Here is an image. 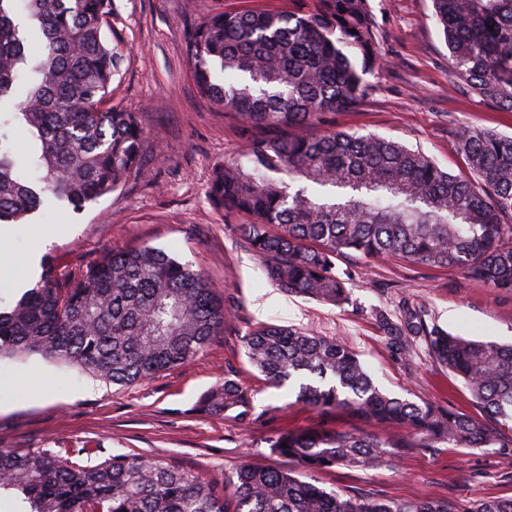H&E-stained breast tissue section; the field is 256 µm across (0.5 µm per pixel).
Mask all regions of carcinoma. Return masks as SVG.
<instances>
[{"label": "carcinoma", "mask_w": 512, "mask_h": 512, "mask_svg": "<svg viewBox=\"0 0 512 512\" xmlns=\"http://www.w3.org/2000/svg\"><path fill=\"white\" fill-rule=\"evenodd\" d=\"M291 3L286 11L210 12L186 34L201 95L244 127L269 131L215 172L209 192L226 213L250 217L238 231L267 260L268 280L342 305L349 291L338 258L393 255L512 291V136L462 130L456 147L466 171L453 175L383 137L288 133L363 102L379 65L370 0ZM432 4L455 78L512 112V0ZM111 15L112 0H0V224H23L46 202L78 211L143 174L135 114L103 107L126 61L106 41ZM11 130L30 139L27 159L14 151ZM230 319L204 274L157 248L68 269L44 262L35 285L0 306V359L38 354L125 386L203 355ZM407 330L463 383L488 423L384 391L340 338L266 325L247 333L245 349L270 385L382 431H283L271 454L311 476L392 465L408 447L385 435L392 427L457 448H488L512 433V345L420 320ZM198 407L242 419L250 402L226 376ZM4 497L20 512H455L449 500L343 495L289 469L252 465L238 467L220 492L165 459L114 454L91 464L53 448L0 449ZM468 512H512V498L478 499Z\"/></svg>", "instance_id": "1"}]
</instances>
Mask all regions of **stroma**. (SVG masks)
Masks as SVG:
<instances>
[{
    "instance_id": "stroma-1",
    "label": "stroma",
    "mask_w": 512,
    "mask_h": 512,
    "mask_svg": "<svg viewBox=\"0 0 512 512\" xmlns=\"http://www.w3.org/2000/svg\"><path fill=\"white\" fill-rule=\"evenodd\" d=\"M254 4L284 10L289 0H113L106 37L127 60L112 82L110 102L135 113L144 130L145 174L82 212L54 210L32 222L47 234L42 260L69 268L143 245L163 249L209 278L233 321L206 355L128 386L38 355L1 360L0 448L78 450L88 444L95 463L116 451L161 457L220 490L244 464L293 468V461L269 450L279 432L323 423L340 432L375 434L367 421L342 411L319 414L297 404L294 392L269 385L249 364L243 344L246 333L262 324L340 337L383 389L483 420L460 381L425 347L403 354L377 317L384 313L400 323L413 313L431 328L508 344L512 292L488 288L455 268L384 256L338 260L350 290L343 306L289 295L267 281L263 259L239 236L241 217L211 203L215 169L239 158L252 132L199 93L185 33L202 13ZM371 5L383 65L368 77L370 95L354 108L327 113L308 134L384 137L422 150L453 174L466 169L454 149L461 130L512 135V112L455 83L431 0ZM32 224L5 227L0 244L15 258L27 256ZM228 372L250 394L246 419L196 408L200 395ZM27 374L36 377L32 390L13 388V380ZM316 480L329 490L375 499H451L466 512L479 498L512 497V444L463 449L418 442L402 450L395 467H337Z\"/></svg>"
}]
</instances>
